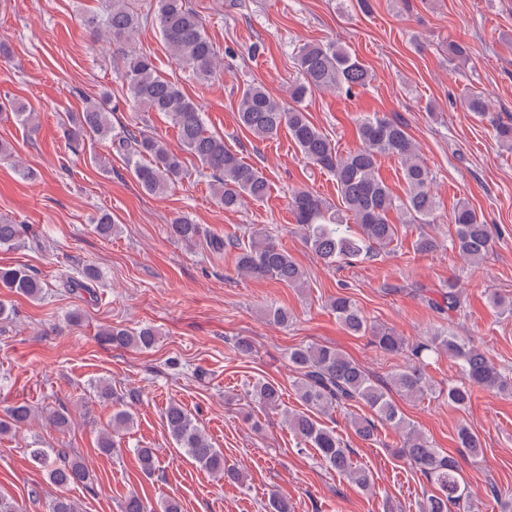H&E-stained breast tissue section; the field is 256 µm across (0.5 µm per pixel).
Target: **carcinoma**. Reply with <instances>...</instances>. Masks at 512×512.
Masks as SVG:
<instances>
[{
	"label": "carcinoma",
	"instance_id": "obj_1",
	"mask_svg": "<svg viewBox=\"0 0 512 512\" xmlns=\"http://www.w3.org/2000/svg\"><path fill=\"white\" fill-rule=\"evenodd\" d=\"M156 21L161 38L171 59L188 69L191 75L208 82L220 69L219 51L206 34L203 21L186 0H156ZM144 16L134 12L127 0H109L102 15L91 16L88 24L112 38L121 47L132 39ZM300 80L288 89V101L272 97L258 84H248L240 91L238 121L254 137L266 141L283 129L293 139L306 163L335 177L343 211L333 210L323 199L307 188L292 192L288 206L295 223L302 231L306 245L327 265L341 260L369 258L389 247L398 235V225L391 214L403 224L436 223L437 201L433 193V175L417 154V148L404 123L387 116H364L357 120L359 146L346 154L316 127L302 107V101L313 89L336 91L350 96L366 87L371 75L357 58L333 43L304 44L295 54ZM123 77L127 84L126 104L143 112L166 114L178 130L183 151L193 155L202 169L208 171L212 193L226 211H236L247 202L259 203L268 193L263 172L244 163L237 153L224 144V136L205 128L204 112L185 95L178 83L161 77L151 55L130 51L123 54ZM66 134L77 143L85 136L110 139L112 150L122 156L131 173L149 193H163L181 179L183 162L159 137L145 133L133 125L114 131L110 113L97 102L70 116ZM390 156L402 167L405 192L396 196L378 173V158ZM358 231L351 230V224ZM455 232L451 247L466 262H482L493 248V235L488 225L467 203L454 213ZM175 240L186 245L203 241L214 252L237 250L238 274L255 280H275L299 287L305 273L269 232L251 231L247 239L203 236L199 225L186 217H175L168 224ZM96 232L109 238L119 231L112 216L103 211L94 219ZM23 233L20 224L0 222V246H12ZM98 278L97 271L85 267L77 275L65 274L68 287L90 288ZM0 288L26 298H37L42 283L26 267L1 268ZM442 302H433L437 310L456 311L461 307L457 284L448 283L441 293ZM331 310L342 327L353 336H370L374 346L386 355L410 351L411 363L395 372L387 382H376L353 359L335 348L305 345L288 350V363L294 368V390L307 407L305 412H284L288 429L298 443L311 445L318 451L322 465L343 475L356 487L368 491L372 487L369 472L353 466L351 449L343 446L335 430L323 426L319 415H330L352 407H364L372 416H350L355 434L364 441L376 439L378 426L387 425L404 431L401 454L412 468L420 472L430 488L423 495L421 512H456L470 499V492L460 474L457 461L433 446L429 439L406 419L393 395L420 398L433 390L425 372V359L446 355L460 368L464 382L448 387V402L465 407L470 404L473 388L482 387L503 395L512 394V378L469 340L449 332L408 343L390 328H375L361 308L350 297L338 295L330 302ZM158 332L151 325L134 330L107 326L99 330L100 342L115 347L150 349L156 344ZM99 399L121 406L112 414V423L98 440L99 451L110 456L117 451L115 433L128 429L134 418L126 409L138 395H116L109 382L93 386ZM252 399L263 409L278 411L282 406L280 386L268 380H257L249 390ZM34 409L16 403L0 417V434L31 423ZM45 424L64 432L72 423L67 407L46 410L41 414ZM169 434L177 447L198 466L220 479L242 481V472L225 468L224 452L212 446L208 436L195 424L190 414L178 403H170L164 413ZM460 447L477 458L482 455L479 436L468 426L457 432ZM141 470L152 475L160 470V462L151 448L136 449ZM29 456L42 468L50 483L58 488L85 483L89 472L77 456L67 448H31ZM47 512H80L69 496L57 493L46 502Z\"/></svg>",
	"mask_w": 512,
	"mask_h": 512
}]
</instances>
